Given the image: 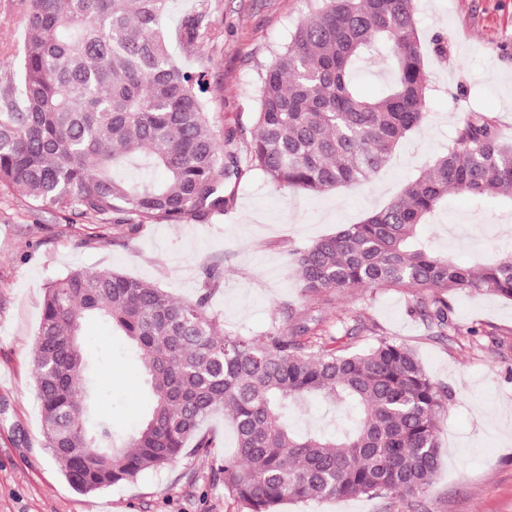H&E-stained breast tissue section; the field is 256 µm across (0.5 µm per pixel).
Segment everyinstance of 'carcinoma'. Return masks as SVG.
Here are the masks:
<instances>
[{"instance_id":"cac0c4a2","label":"carcinoma","mask_w":512,"mask_h":512,"mask_svg":"<svg viewBox=\"0 0 512 512\" xmlns=\"http://www.w3.org/2000/svg\"><path fill=\"white\" fill-rule=\"evenodd\" d=\"M288 43L261 69L245 165L276 190L319 195L370 181L419 132L431 90L416 0H311ZM171 0H30L24 36L0 90V186L36 210L135 227L181 224L224 211L221 178L240 172L230 138H216L208 74L181 66L161 20ZM201 15L178 35L198 37ZM381 62L379 94L354 79ZM163 173L160 179L148 176ZM512 205V141L471 112L425 173L358 224L295 246L288 265L309 300L358 288L432 290L424 317L448 327L449 292L512 301V256L474 264L438 253L422 228L448 195ZM205 268L202 293L179 299L110 267H77L47 285L33 378L47 448L79 492L137 481L185 454L210 458L241 512L286 502L393 498L426 492L440 458L448 392L415 351L381 337L360 351L312 340L309 320L255 339L224 332L209 311L221 286ZM101 320L135 351L150 393L147 414L121 447L112 415L92 394L84 326ZM346 414L343 428L300 431L310 401ZM224 415L235 450L218 458L202 431Z\"/></svg>"}]
</instances>
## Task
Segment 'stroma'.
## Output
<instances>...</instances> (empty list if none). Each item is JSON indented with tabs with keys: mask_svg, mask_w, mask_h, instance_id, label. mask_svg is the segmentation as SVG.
<instances>
[{
	"mask_svg": "<svg viewBox=\"0 0 512 512\" xmlns=\"http://www.w3.org/2000/svg\"><path fill=\"white\" fill-rule=\"evenodd\" d=\"M28 0H0L3 63L21 41ZM310 0H172L165 19L176 29L203 14L200 36L176 46L177 58L208 73L209 110L217 137L250 138L258 74L308 15ZM431 91L422 133L404 141L368 183L323 195L277 190L256 171L224 181V211L181 224H99L74 215L32 211L17 191L0 188V512H240L206 459L185 455L136 483L84 494L73 489L46 446L32 356L47 284L77 266L112 267L192 299L203 269L219 264L223 284L210 311L229 334L260 337L310 316L336 322L351 347L386 337L416 351L425 370L447 387L438 432L440 468L414 501L349 498L284 505L283 512H512V301L465 289L451 291L457 335H435L413 313L412 292L360 289L328 309L295 286L287 255L295 245L356 224L395 198L447 150L468 113L485 112L512 140V0H416ZM447 40L439 60L436 36ZM495 201L452 195L424 234L436 250L468 263L512 254V221ZM479 328L476 336L468 328ZM86 344L99 391L119 438L149 404L137 359L107 324L89 322Z\"/></svg>",
	"mask_w": 512,
	"mask_h": 512,
	"instance_id": "35a3bbf8",
	"label": "stroma"
}]
</instances>
